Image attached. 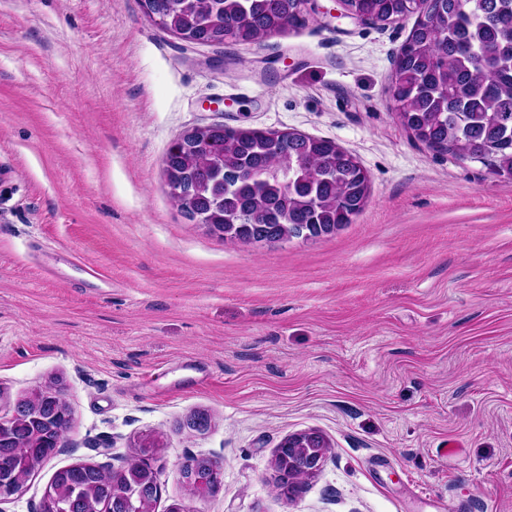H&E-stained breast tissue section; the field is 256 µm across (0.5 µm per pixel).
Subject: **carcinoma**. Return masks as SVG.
Wrapping results in <instances>:
<instances>
[{
  "mask_svg": "<svg viewBox=\"0 0 512 512\" xmlns=\"http://www.w3.org/2000/svg\"><path fill=\"white\" fill-rule=\"evenodd\" d=\"M384 26L416 16L393 60L394 112L428 150L512 173V0H346ZM304 0H148L147 15L198 44L261 43L305 26ZM168 188L187 180L194 205L222 236L240 244L331 236L370 197L368 172L335 141L298 131L205 127L164 159ZM13 421L0 470L29 476L53 456V438L72 429L44 393ZM147 474L115 476L95 467L60 468L49 489L55 512H146Z\"/></svg>",
  "mask_w": 512,
  "mask_h": 512,
  "instance_id": "cac0c4a2",
  "label": "carcinoma"
}]
</instances>
